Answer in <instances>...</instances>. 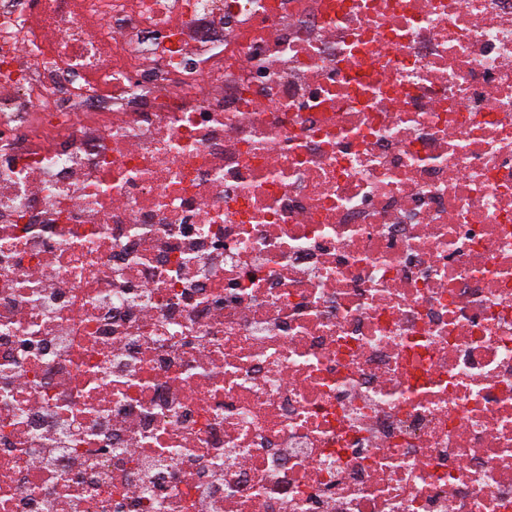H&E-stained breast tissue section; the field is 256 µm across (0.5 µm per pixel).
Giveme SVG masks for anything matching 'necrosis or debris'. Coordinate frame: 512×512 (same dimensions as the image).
I'll return each instance as SVG.
<instances>
[{
	"instance_id": "1",
	"label": "necrosis or debris",
	"mask_w": 512,
	"mask_h": 512,
	"mask_svg": "<svg viewBox=\"0 0 512 512\" xmlns=\"http://www.w3.org/2000/svg\"><path fill=\"white\" fill-rule=\"evenodd\" d=\"M0 512H512V0H0Z\"/></svg>"
}]
</instances>
